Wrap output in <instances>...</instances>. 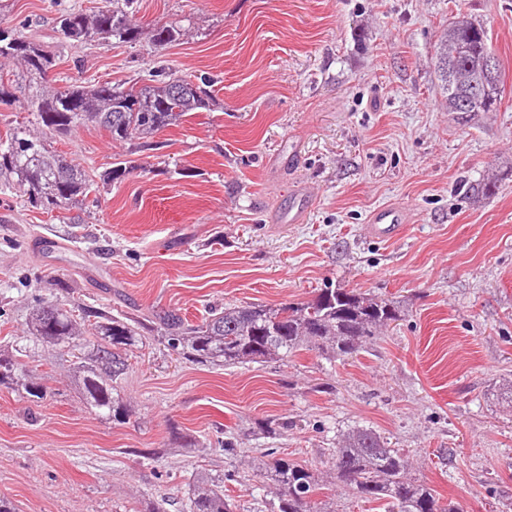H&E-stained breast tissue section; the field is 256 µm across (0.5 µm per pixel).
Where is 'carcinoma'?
I'll return each mask as SVG.
<instances>
[{
	"label": "carcinoma",
	"instance_id": "carcinoma-1",
	"mask_svg": "<svg viewBox=\"0 0 512 512\" xmlns=\"http://www.w3.org/2000/svg\"><path fill=\"white\" fill-rule=\"evenodd\" d=\"M134 0L103 8L93 14L67 11L59 16V33L67 41L103 45L132 44L142 29L132 22ZM174 24L152 29V38L166 48L180 37ZM494 52L486 29L475 21L456 17L443 29L436 49L444 102L448 111H460V102L474 86L486 85L490 102L474 106L478 112L498 110L504 98L502 70L488 77L479 60ZM17 61L21 70L14 78L0 74V104L15 99L25 82H38L47 89L33 95L30 109L44 130L34 135L15 126L0 138V177L28 195L29 202L45 210L65 207L86 197L89 180L76 164L62 167L59 154L51 150L48 136H60L81 125L93 123L119 142L149 139L186 116L209 107L205 88L174 74H151L141 87L121 89L109 82L82 85L51 84L54 53L17 30L0 31V62ZM81 314H76V311ZM401 301L391 297H367L345 288H326L306 304L278 308L250 304L229 306L213 312L202 323L189 325L169 311L159 318L168 345L203 365L227 366L284 359L302 348L319 349L333 357H347L377 331L400 319ZM92 322L93 338L85 337V323ZM138 328L104 310L66 307L56 297L41 300L29 313L26 344L0 353V386L24 390L38 400L46 388L30 374L25 357L29 344L63 352L81 346L84 352L72 363L75 384L94 415L122 421L123 398L117 381L127 373L124 352L141 342ZM333 468L336 482L361 500L379 503L387 512H459L442 504L428 484L408 477V463L395 448H388L381 435L366 426H356L336 448ZM270 479L277 486L276 512H322L312 502L318 475L306 465L280 457L269 463ZM187 512H234L224 496V482L201 477L186 505Z\"/></svg>",
	"mask_w": 512,
	"mask_h": 512
}]
</instances>
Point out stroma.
Segmentation results:
<instances>
[{
  "instance_id": "stroma-1",
  "label": "stroma",
  "mask_w": 512,
  "mask_h": 512,
  "mask_svg": "<svg viewBox=\"0 0 512 512\" xmlns=\"http://www.w3.org/2000/svg\"><path fill=\"white\" fill-rule=\"evenodd\" d=\"M111 2L0 0V28L50 46L56 79L126 88L162 67L207 79L210 107L149 150L89 125L53 139L94 183L76 206L0 188V346L52 294L145 336L120 384L124 421L87 411L66 355H32L43 400L0 388V498L15 512H183L202 474L236 512H267L274 453L316 470L327 512H385L333 475L343 434L369 426L461 512H512V404L497 396L512 379V0H135L136 43L58 33L61 10ZM458 14L502 64L497 111L444 108L435 45ZM171 22L182 39L155 46L151 29ZM302 185L308 219L279 223ZM386 206L407 224L369 237ZM329 286L398 298L402 317L346 360L209 366L158 338L159 312L197 324Z\"/></svg>"
}]
</instances>
